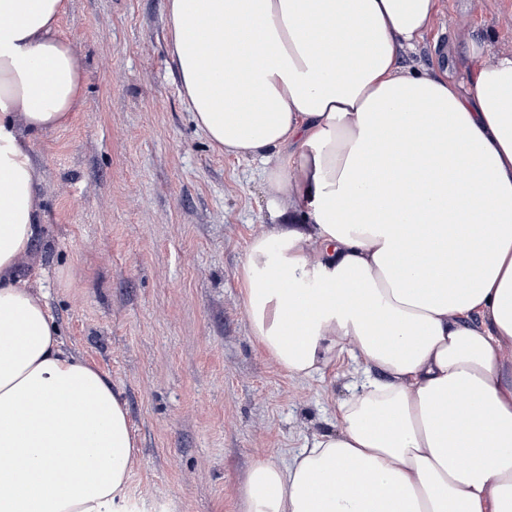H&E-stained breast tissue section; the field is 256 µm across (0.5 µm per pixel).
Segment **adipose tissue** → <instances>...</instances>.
<instances>
[{
    "instance_id": "ef3b65f1",
    "label": "adipose tissue",
    "mask_w": 512,
    "mask_h": 512,
    "mask_svg": "<svg viewBox=\"0 0 512 512\" xmlns=\"http://www.w3.org/2000/svg\"><path fill=\"white\" fill-rule=\"evenodd\" d=\"M66 0H0V512H119L136 440L17 269L41 222L36 137L85 93ZM436 0H166L196 126L272 162L280 223L239 271L288 375L361 363L336 432L257 459L244 512H512V54L466 84L402 60Z\"/></svg>"
}]
</instances>
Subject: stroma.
<instances>
[{"label": "stroma", "instance_id": "stroma-1", "mask_svg": "<svg viewBox=\"0 0 512 512\" xmlns=\"http://www.w3.org/2000/svg\"><path fill=\"white\" fill-rule=\"evenodd\" d=\"M84 62L69 125L33 145L42 224L21 265L65 346L112 380L137 458L125 512H243L255 459L334 431L356 366L288 376L250 334L238 272L275 221L259 162L196 127L170 55L166 0H69ZM512 53V0H437L406 63L459 78L472 40Z\"/></svg>", "mask_w": 512, "mask_h": 512}]
</instances>
